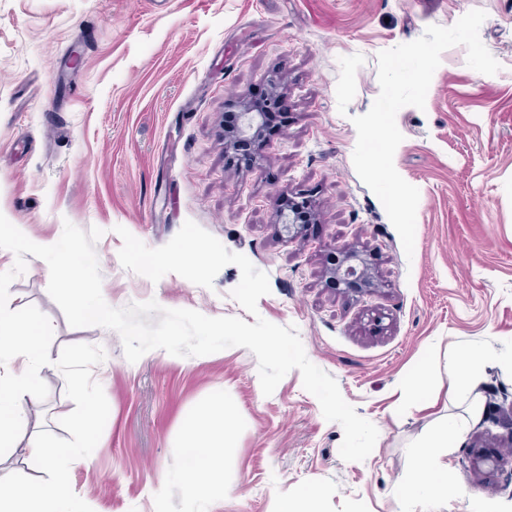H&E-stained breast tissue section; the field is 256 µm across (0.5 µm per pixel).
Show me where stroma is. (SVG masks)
<instances>
[{"mask_svg":"<svg viewBox=\"0 0 512 512\" xmlns=\"http://www.w3.org/2000/svg\"><path fill=\"white\" fill-rule=\"evenodd\" d=\"M480 9L479 36L500 63L485 75L466 50H445L424 108L406 106L398 173L419 190L414 250L405 253L379 198L353 165L357 131L380 92L379 52L454 25ZM284 88V121L267 127L251 167L224 148V114ZM316 212L286 241L280 192ZM0 213L58 241L64 222L97 227L102 295L113 307L156 300L209 317L248 319L228 265L213 288L170 273L158 282L126 270L124 227L146 246L168 243L191 220L268 274L259 315L296 326L308 359L330 374L379 436L361 462L343 460L340 424L289 372L271 395L243 347L175 357L157 349L129 362L120 335L75 328L48 293L45 264L26 259L8 305H32L53 328L40 423L75 407L55 366L63 347H103L92 369L109 416L92 463L74 467L83 512H512V464L489 477L478 457L512 446L500 423L512 406V0H0ZM366 255L377 286L332 288L325 256ZM485 355L484 412L464 426V396L449 393V364ZM431 390L409 391L420 366ZM224 394L233 436L222 466L183 473L184 418ZM460 424L440 463L456 492L406 488L428 431ZM317 495L301 499L304 487Z\"/></svg>","mask_w":512,"mask_h":512,"instance_id":"stroma-1","label":"stroma"}]
</instances>
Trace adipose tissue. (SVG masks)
I'll return each mask as SVG.
<instances>
[{
  "instance_id": "1",
  "label": "adipose tissue",
  "mask_w": 512,
  "mask_h": 512,
  "mask_svg": "<svg viewBox=\"0 0 512 512\" xmlns=\"http://www.w3.org/2000/svg\"><path fill=\"white\" fill-rule=\"evenodd\" d=\"M43 339V324L26 316L0 312V454L27 452L51 474L50 482L44 486L0 482V512H79L71 491V471L74 466L90 462L85 449L96 436L98 416L90 413L76 421L81 441L64 450L46 430L32 431L25 441L20 438L30 422L29 408L38 404L29 369L43 359ZM483 362L482 353L473 351L450 369L458 391L470 397L467 421L472 425L479 421L482 412V405L472 392L481 378ZM225 408L223 395H216L182 424V444L191 459L193 473L216 469L223 458L228 436L224 427ZM453 443L454 436L448 430L430 431L409 475L412 489L435 496L452 494L439 454Z\"/></svg>"
}]
</instances>
